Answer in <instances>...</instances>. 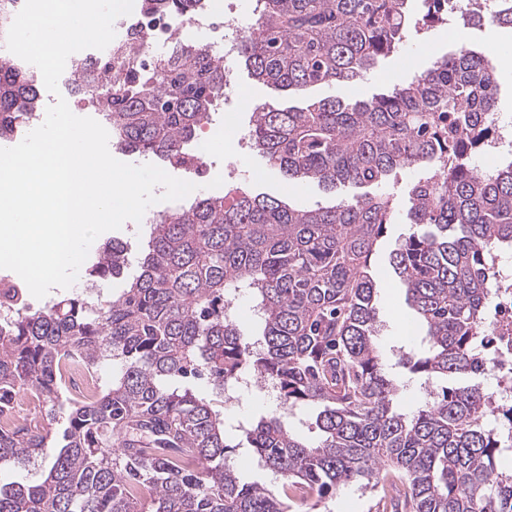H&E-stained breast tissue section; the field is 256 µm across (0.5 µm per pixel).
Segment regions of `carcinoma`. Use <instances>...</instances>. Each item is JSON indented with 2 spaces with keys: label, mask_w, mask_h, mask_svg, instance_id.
<instances>
[{
  "label": "carcinoma",
  "mask_w": 512,
  "mask_h": 512,
  "mask_svg": "<svg viewBox=\"0 0 512 512\" xmlns=\"http://www.w3.org/2000/svg\"><path fill=\"white\" fill-rule=\"evenodd\" d=\"M143 2L186 18L204 0ZM407 2L255 0L238 55L254 80L290 96L346 84L402 40ZM484 21L512 29V0H497ZM124 69L114 81L83 65L74 85L96 83L90 99L109 117L115 149L184 165L225 93L220 57L177 40L152 68L129 57ZM41 89L34 68L0 56V145L39 111ZM498 92V66L461 48L369 99L265 102L249 136L267 163L290 180L366 192L297 209L232 185L153 222L138 274L110 297L74 293L31 311L18 289L0 331V412L36 389L43 425L0 430V470L37 457L48 470L37 484L0 486V512H291L294 492L319 502L341 485L372 489L382 471L402 485L409 512H512L502 464L512 405L496 412L479 383L451 384L493 356L490 255L512 249V158L489 172L475 165ZM402 168L427 175L410 186L412 231L391 264L426 336L395 365L449 382L408 412L376 343L370 265L393 218L390 195L371 189ZM123 252L103 244L86 279L122 275ZM239 294L260 311L253 333L224 312ZM68 354L110 367L111 381L90 397L69 393ZM247 373L275 383L288 406L314 408L315 437L270 416L240 426L231 444L224 414L190 379L223 386ZM242 445L277 491L226 463V449Z\"/></svg>",
  "instance_id": "obj_1"
}]
</instances>
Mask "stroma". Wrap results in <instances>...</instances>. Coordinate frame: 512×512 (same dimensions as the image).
Wrapping results in <instances>:
<instances>
[{"label": "stroma", "instance_id": "obj_1", "mask_svg": "<svg viewBox=\"0 0 512 512\" xmlns=\"http://www.w3.org/2000/svg\"><path fill=\"white\" fill-rule=\"evenodd\" d=\"M462 32L464 43L482 49H497L512 46V29L493 26L482 21L463 25L459 14L441 12L432 16L427 12L424 0H410L408 33L399 49L378 66L349 84L322 86L314 89L317 97L341 96L364 98L378 89L406 82L414 71L428 66L435 58L453 49V32ZM241 87L240 92L219 100L211 112L210 121L215 132H223L225 123L248 125L254 108L274 96L273 91L251 78L242 62H235ZM206 169L197 174L191 170H174V177L195 183L200 192L218 194L224 190V166L229 156H236L247 174L245 187L252 192L269 194L298 208H308L325 201L326 193L317 184L300 185L269 166L253 150L229 152L228 149L204 145ZM418 177L417 171L401 170L393 174L386 187L394 201L395 212L382 245L373 257L372 265L377 271V307L380 321L377 342L386 360H394L400 350L413 347L414 337L406 333L402 320L412 311L399 287L389 264V252L396 241L405 237L410 226L405 221L409 207L408 188ZM200 389L208 392L217 409L223 410L227 428H234L243 416L254 418L277 411L276 400L259 396L251 390H240L235 398L226 399L220 390L211 387L208 380H199ZM293 512H386L379 497L354 485L339 487L325 503L297 504Z\"/></svg>", "mask_w": 512, "mask_h": 512}]
</instances>
